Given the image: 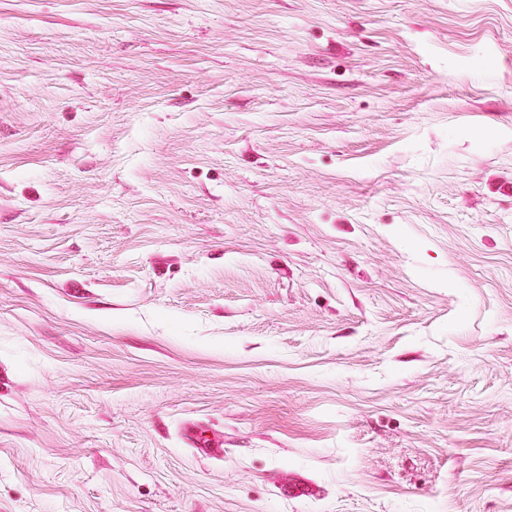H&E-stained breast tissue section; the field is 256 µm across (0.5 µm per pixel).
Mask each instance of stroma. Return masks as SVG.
Returning a JSON list of instances; mask_svg holds the SVG:
<instances>
[{
	"label": "stroma",
	"mask_w": 512,
	"mask_h": 512,
	"mask_svg": "<svg viewBox=\"0 0 512 512\" xmlns=\"http://www.w3.org/2000/svg\"><path fill=\"white\" fill-rule=\"evenodd\" d=\"M0 512H512V0H0Z\"/></svg>",
	"instance_id": "35a3bbf8"
}]
</instances>
